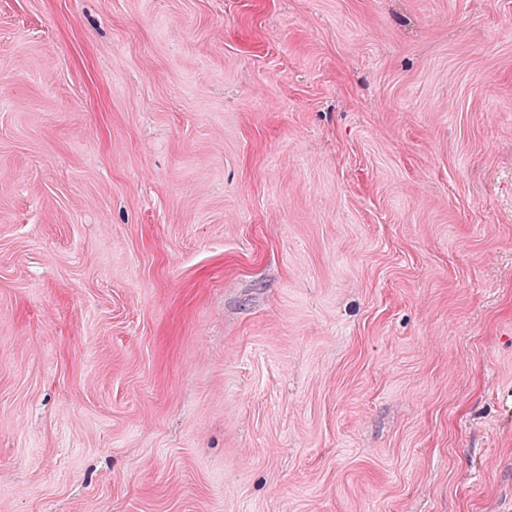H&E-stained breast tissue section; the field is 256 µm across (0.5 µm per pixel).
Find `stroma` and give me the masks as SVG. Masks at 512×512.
<instances>
[{"label":"stroma","mask_w":512,"mask_h":512,"mask_svg":"<svg viewBox=\"0 0 512 512\" xmlns=\"http://www.w3.org/2000/svg\"><path fill=\"white\" fill-rule=\"evenodd\" d=\"M0 512H512V0H0Z\"/></svg>","instance_id":"1"}]
</instances>
